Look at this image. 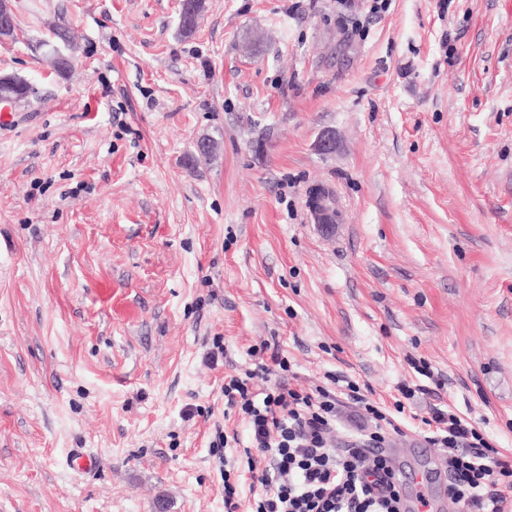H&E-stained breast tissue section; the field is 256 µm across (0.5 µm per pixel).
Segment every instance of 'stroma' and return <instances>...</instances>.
<instances>
[{
	"mask_svg": "<svg viewBox=\"0 0 512 512\" xmlns=\"http://www.w3.org/2000/svg\"><path fill=\"white\" fill-rule=\"evenodd\" d=\"M13 7L0 512H224L211 443L243 470L249 442L224 376L275 352L294 387L332 372L388 409L427 365L398 470L434 406L512 457V0H207L188 37L180 0ZM330 193V191L324 187L317 185L313 187L308 196V206L315 217L317 224L322 227L329 226L331 223L327 221V217H330V212L327 210L329 205V197H322V194Z\"/></svg>",
	"mask_w": 512,
	"mask_h": 512,
	"instance_id": "1",
	"label": "stroma"
}]
</instances>
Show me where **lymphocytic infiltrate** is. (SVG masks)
<instances>
[{
    "label": "lymphocytic infiltrate",
    "instance_id": "lymphocytic-infiltrate-1",
    "mask_svg": "<svg viewBox=\"0 0 512 512\" xmlns=\"http://www.w3.org/2000/svg\"><path fill=\"white\" fill-rule=\"evenodd\" d=\"M288 371L287 359L272 355L261 365L224 378V404L246 420L256 457L248 458L250 512H403L388 457L368 456L385 437L371 433L366 448H337L330 436L336 409L361 406L379 423L392 417L371 402L355 382L330 375L329 386L302 390L278 382L272 370ZM426 440L448 454V497L462 512H505L512 505V458L453 411L432 408L422 418Z\"/></svg>",
    "mask_w": 512,
    "mask_h": 512
}]
</instances>
